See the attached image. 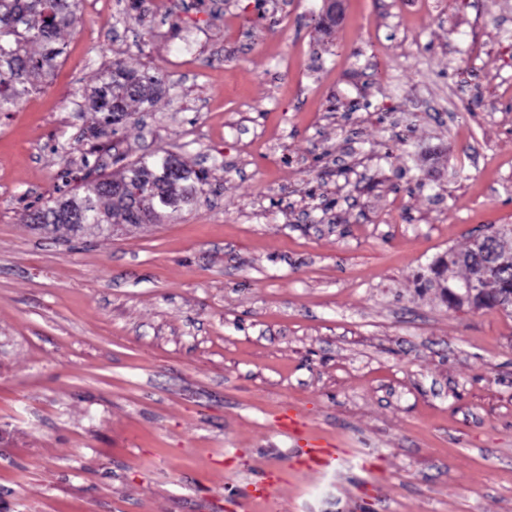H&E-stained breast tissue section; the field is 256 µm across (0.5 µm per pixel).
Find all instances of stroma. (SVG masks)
<instances>
[{"label":"stroma","mask_w":512,"mask_h":512,"mask_svg":"<svg viewBox=\"0 0 512 512\" xmlns=\"http://www.w3.org/2000/svg\"><path fill=\"white\" fill-rule=\"evenodd\" d=\"M322 11L81 0L0 113V512H249L275 476L288 512H512V315L417 282L512 224V0ZM116 58L166 92L94 152ZM159 148L207 172L173 220L27 224Z\"/></svg>","instance_id":"1"}]
</instances>
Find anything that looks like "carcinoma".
Returning a JSON list of instances; mask_svg holds the SVG:
<instances>
[{
	"label": "carcinoma",
	"mask_w": 512,
	"mask_h": 512,
	"mask_svg": "<svg viewBox=\"0 0 512 512\" xmlns=\"http://www.w3.org/2000/svg\"><path fill=\"white\" fill-rule=\"evenodd\" d=\"M80 23L79 0H0V112L12 111L25 97L38 92L53 75L60 35L74 31ZM94 90L91 111L101 117L91 128L95 140L116 134L137 112H149L162 96L164 79L154 68L132 69L121 59L99 77ZM142 183L144 197L137 203L121 198L112 200V177L95 185L83 186L82 194H74L51 205L30 210L28 223L40 224L45 219H59L51 232L66 227L69 214L84 224H158L191 207L198 198L199 185L207 180L182 160H161L157 154H146L122 167L116 175ZM499 265L483 268L484 258L468 248L448 253V264L465 269V275L442 292L450 305L462 301L461 285L486 274L491 280L483 284L475 296L477 308H496L501 297L512 294V231L496 238Z\"/></svg>",
	"instance_id": "obj_1"
}]
</instances>
